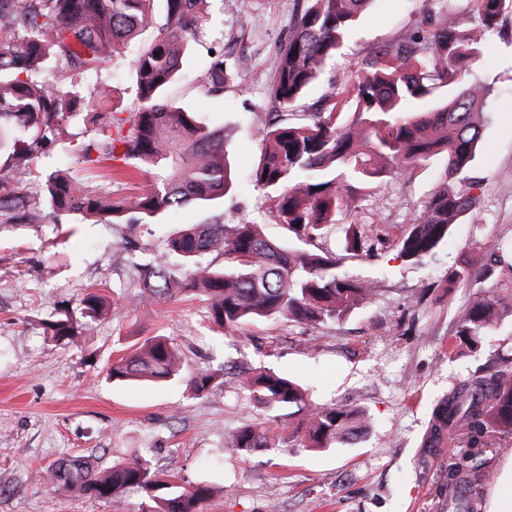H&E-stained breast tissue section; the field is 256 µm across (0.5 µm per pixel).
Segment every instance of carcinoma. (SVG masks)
<instances>
[{
	"label": "carcinoma",
	"mask_w": 512,
	"mask_h": 512,
	"mask_svg": "<svg viewBox=\"0 0 512 512\" xmlns=\"http://www.w3.org/2000/svg\"><path fill=\"white\" fill-rule=\"evenodd\" d=\"M155 0H0V218L36 223L44 209L96 217L102 224H151L173 207L220 198L231 184L224 133L198 121L192 112L162 99L179 74L187 37L203 24L199 0H162L165 23L135 61L137 110L109 113L106 134L77 144L89 170L120 167L122 161L149 175L143 193L106 205L67 172L46 181L41 202H18L13 168L33 161L66 133L68 119L96 108V100L58 81L34 79L48 58L72 69L100 65L140 30L154 24ZM373 0H302L278 65L268 82L274 111L261 129V156L251 174L255 186L271 193V209L292 242L269 239L258 224H193L169 241L181 263L139 265L141 300L176 293L203 294L212 317L223 327L246 321L284 318L306 324L340 319L376 288L338 271L342 260L319 248L336 215L358 208L360 196L386 178H396L442 156L446 181L399 241L402 259L421 264L448 241L453 224L476 206V197L455 182H468L487 119L489 88L470 76L483 55L486 34L501 26L512 0H466L472 22L463 27L460 0H432L425 27L397 42L368 47L363 71L348 74L324 96L317 112L292 116L289 109L323 73L357 18ZM238 78L224 57L211 60L203 89L221 92ZM352 118L345 121L343 115ZM348 258L375 255L384 241L361 224L343 228ZM217 253L224 267L204 256ZM482 276L495 288L459 311L454 336L476 353L487 336L509 317L512 298V243L494 250ZM104 309L89 294L76 312L63 311L46 322L50 336L66 345ZM184 369L177 345L156 336L112 363L117 381L167 382ZM259 404L288 407L303 401L287 377L265 373L251 382ZM356 416L342 407L312 408L301 437L306 448H327L354 431ZM431 430L463 436L469 456L481 454L493 434L512 435V370L471 377L452 388L433 411ZM268 428L244 426L226 450L246 455L273 448ZM52 483L112 502L140 492L142 512H199L211 490L190 488L171 472L156 468L148 449H138L106 472L82 456L45 468Z\"/></svg>",
	"instance_id": "obj_1"
}]
</instances>
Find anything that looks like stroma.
Returning a JSON list of instances; mask_svg holds the SVG:
<instances>
[{
    "mask_svg": "<svg viewBox=\"0 0 512 512\" xmlns=\"http://www.w3.org/2000/svg\"><path fill=\"white\" fill-rule=\"evenodd\" d=\"M299 6V0H237L229 12L224 0H202L204 25L189 39L180 77L165 93L223 130L234 176L224 198L135 226L93 224L74 214L38 224L0 222V512H139L136 494L111 505L37 477L40 467L69 456L93 459L105 470L137 448L188 483H209L212 494L201 512H452L447 471L461 464L486 473L481 512H496L502 486L512 483V437L494 438L486 453L470 458L455 440L434 443L429 434L433 409L453 385L512 369L511 326L487 337L477 353L458 347L453 335L458 311L492 286L480 275L483 262L512 240L511 10L471 71L492 88L482 149L469 172L478 203L423 264L400 258L397 244L441 180L440 161L377 184L349 215V222L385 238L386 247L374 258L345 259L344 269L378 292L340 320L312 326L259 319L223 328L201 296L136 300L138 262L176 263L166 241L187 225L251 222L272 240L287 239L266 191L249 176L260 156L258 132L272 109L267 84ZM428 6L429 0H375L297 111H315L331 83L360 68L369 44L406 37L421 26ZM152 36L143 31L99 70L74 71L49 59L41 74L93 93L100 110H134L133 62ZM214 51L236 64L241 87L203 94ZM103 129L91 112L69 120L68 136L50 155L13 171L20 194L41 199L47 176L59 169L110 199L146 187L147 176L113 178L79 163L74 142L101 137ZM461 265L470 266L472 279L449 285ZM91 291L107 299L108 314L78 344H57L45 332L46 320L75 309ZM154 336L174 340L193 370L225 369L227 384L199 394L184 380H108L115 360ZM265 370L298 382L308 407L358 412L356 439L326 449L298 446L305 411L262 407L250 397L249 379ZM258 424L276 431L278 447L245 457L226 451L236 428Z\"/></svg>",
    "mask_w": 512,
    "mask_h": 512,
    "instance_id": "1",
    "label": "stroma"
}]
</instances>
